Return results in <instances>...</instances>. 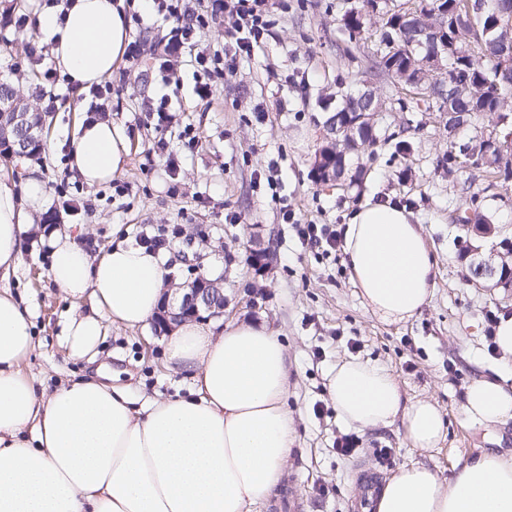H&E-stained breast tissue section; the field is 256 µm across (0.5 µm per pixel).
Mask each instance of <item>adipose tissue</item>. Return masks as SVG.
Wrapping results in <instances>:
<instances>
[{"label": "adipose tissue", "instance_id": "adipose-tissue-1", "mask_svg": "<svg viewBox=\"0 0 512 512\" xmlns=\"http://www.w3.org/2000/svg\"><path fill=\"white\" fill-rule=\"evenodd\" d=\"M124 0H62L43 14L55 67L80 90L110 76L130 40ZM129 155L123 126L79 125L70 156L74 178L108 182ZM49 192L39 169L21 190L0 182V280L17 269V246L38 233ZM84 227L46 236L49 278L72 300L63 334L72 356L94 354L104 324L145 326L167 288L158 254L126 240L98 256L80 245ZM344 263L364 306L381 321H407L430 302L437 263L421 225L399 205H361L343 231ZM33 310L0 290V512H254L280 484L294 440L288 411V350L264 323L187 321L161 339L166 364L190 382L188 395L135 406L127 387L103 372L55 388L21 369L34 351ZM494 377L473 381L464 421L512 422V389ZM339 418L359 429L402 422L412 447H436L446 433L436 403L405 402L385 368L343 360L328 374ZM376 512H512V457L483 451L449 480L428 467L400 469Z\"/></svg>", "mask_w": 512, "mask_h": 512}]
</instances>
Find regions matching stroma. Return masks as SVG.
Masks as SVG:
<instances>
[{
  "label": "stroma",
  "mask_w": 512,
  "mask_h": 512,
  "mask_svg": "<svg viewBox=\"0 0 512 512\" xmlns=\"http://www.w3.org/2000/svg\"><path fill=\"white\" fill-rule=\"evenodd\" d=\"M42 0H0V79L11 81L35 109L44 104L35 89L50 57L33 63L40 33L16 28L23 15L41 11ZM355 0H270L272 35L236 73L212 77L208 97L195 92L203 72L192 52L175 63L169 84L147 66L121 61L112 76L110 121L130 138L124 169L111 181L87 186L70 178V143L88 117V97L66 82L54 85L56 107L41 151L10 163L0 161V180L21 185L26 167L39 168L49 187L41 216L51 226L85 224L82 243L90 253L113 240L140 241L143 234L168 236L162 256L170 282L197 276L222 280L224 323L262 319L282 332L291 361L288 409L294 444L281 489L299 512H359L360 470L392 477L402 467L424 465L447 479L459 460L481 451L512 455V423L488 430L468 426L460 413L466 387L491 374L500 360L489 353L490 316H512V294L472 282L470 256L460 245L466 233L459 211L488 215L512 238V181L486 192L485 173L464 169L448 177L441 162L449 136L468 139L486 131L490 118L449 133L447 113L400 110L390 82H378L385 101L376 121L377 142L351 156L364 166L361 182L320 185L312 174L314 153L325 141V119L342 97L365 80V55L374 39L356 47L341 27ZM169 95L183 123L200 137L188 147L169 134V156L155 150L159 138L144 110L147 100ZM406 149H399V142ZM178 167L169 172L167 157ZM279 166V184L269 189L258 175ZM391 199L421 224L437 261L434 294L422 312L406 322L384 323L365 308L343 259L302 248L297 223L330 224L343 230L366 199ZM296 224L282 221V209ZM238 222H231V215ZM268 249L272 261L257 269L251 252ZM22 262L7 285L34 308L33 353L25 373L47 385L93 373L107 364L138 401L162 393L187 394L189 383L166 367L153 326L127 330L106 326L97 362L73 357L62 336L73 307L49 279L50 255L38 239L24 240ZM349 358L368 360L392 373L404 398L428 397L442 410L446 436L438 448L408 445L402 424L359 431V451L337 455L333 442L350 428L336 413L327 375ZM391 449L380 460L377 449Z\"/></svg>",
  "instance_id": "obj_1"
}]
</instances>
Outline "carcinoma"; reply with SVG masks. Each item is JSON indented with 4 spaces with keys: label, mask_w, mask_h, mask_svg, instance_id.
Wrapping results in <instances>:
<instances>
[{
    "label": "carcinoma",
    "mask_w": 512,
    "mask_h": 512,
    "mask_svg": "<svg viewBox=\"0 0 512 512\" xmlns=\"http://www.w3.org/2000/svg\"><path fill=\"white\" fill-rule=\"evenodd\" d=\"M377 0H360L342 19L349 37L361 34V20L368 15ZM464 0H412L406 9L390 8L384 13L379 32V48L368 56V69L392 81L393 85L412 94L409 105L414 108L448 109V135L470 122L480 113H492L497 120L512 114V73L498 72L494 59L501 53L499 40L501 23L512 17V0H486L483 11L475 14L472 24L458 23L464 14ZM436 29L448 51L443 54L445 71L426 74L421 49L410 50L414 41H423L422 32ZM15 88L7 80L0 81V156L18 148L26 155L41 149L42 142L29 139L21 131H13L12 101ZM367 107L362 96L354 92L345 96L326 124L336 127L335 142L315 152L313 171L343 170L346 156L359 154L374 145L376 132L368 129L352 135L345 126L352 123L349 113ZM495 140L485 136L468 141H451L448 147V176H453L470 162L489 174L492 187L509 180L501 177V152L512 150V130L503 132L491 126Z\"/></svg>",
    "instance_id": "obj_1"
}]
</instances>
